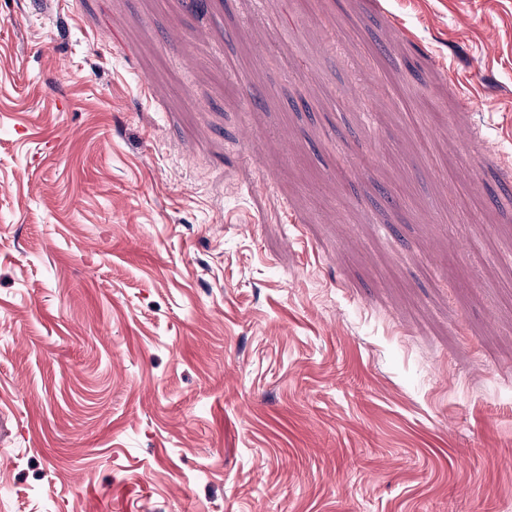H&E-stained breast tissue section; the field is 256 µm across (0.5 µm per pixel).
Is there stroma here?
Instances as JSON below:
<instances>
[{
    "label": "stroma",
    "instance_id": "obj_1",
    "mask_svg": "<svg viewBox=\"0 0 512 512\" xmlns=\"http://www.w3.org/2000/svg\"><path fill=\"white\" fill-rule=\"evenodd\" d=\"M189 2L0 0V512H512V0Z\"/></svg>",
    "mask_w": 512,
    "mask_h": 512
}]
</instances>
